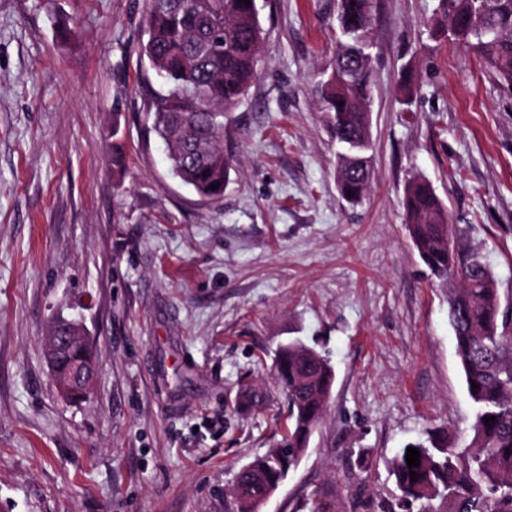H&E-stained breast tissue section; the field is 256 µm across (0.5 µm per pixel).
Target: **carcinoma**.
<instances>
[{"mask_svg":"<svg viewBox=\"0 0 512 512\" xmlns=\"http://www.w3.org/2000/svg\"><path fill=\"white\" fill-rule=\"evenodd\" d=\"M340 39L334 70L341 80L321 83V104L340 147L337 189L355 203L367 191L372 69L348 56L355 39L368 44L373 0H337ZM447 27L473 49L499 81L512 89V0H441ZM143 55L161 78L149 104L152 128L165 144L170 170L203 199L219 203L233 170L224 153V116L245 96L256 73L261 24L256 0H146ZM124 155L118 125L112 127V166ZM218 188L211 190L209 185ZM408 231L421 261L444 286L450 284L448 317L456 355L474 405L471 437L464 447L447 435L415 445L420 464L406 452L392 474L401 506L427 512H512V306L502 302L494 274L480 252L455 246L448 212L424 179L404 191ZM295 341L280 348L276 371L288 399V433L237 476L236 512H258V500L297 463L323 417L334 371L299 352ZM477 384L472 388L471 384ZM494 416L493 422L484 417ZM418 474L410 480V472Z\"/></svg>","mask_w":512,"mask_h":512,"instance_id":"1","label":"carcinoma"}]
</instances>
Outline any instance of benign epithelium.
Instances as JSON below:
<instances>
[{"label":"benign epithelium","mask_w":512,"mask_h":512,"mask_svg":"<svg viewBox=\"0 0 512 512\" xmlns=\"http://www.w3.org/2000/svg\"><path fill=\"white\" fill-rule=\"evenodd\" d=\"M60 326L53 327L45 342V357L50 366L53 382L58 392L65 398L81 397L92 389L97 372L96 363L82 358L72 365L69 371L62 373L56 367L61 351L71 346H82L86 343L84 333L78 324L65 326L67 336L57 335Z\"/></svg>","instance_id":"obj_1"}]
</instances>
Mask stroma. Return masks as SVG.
Here are the masks:
<instances>
[{"label":"stroma","instance_id":"1","mask_svg":"<svg viewBox=\"0 0 512 512\" xmlns=\"http://www.w3.org/2000/svg\"><path fill=\"white\" fill-rule=\"evenodd\" d=\"M438 2L376 0L373 174L353 206L320 110L336 0H263L218 203L172 176L150 128L144 0H0V512H230L238 470L288 430L275 363L294 339L335 379L261 512H391L403 448L463 443L474 409L448 293L402 200L429 180L456 245L512 299V92L437 36ZM61 319L97 362L69 401L44 357Z\"/></svg>","mask_w":512,"mask_h":512}]
</instances>
